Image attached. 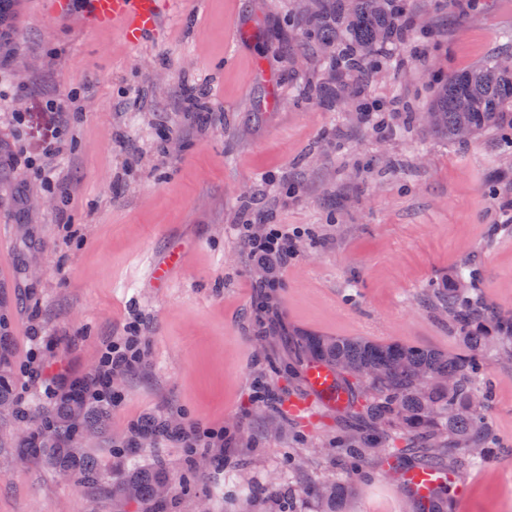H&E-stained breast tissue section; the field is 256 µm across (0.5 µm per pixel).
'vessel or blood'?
Segmentation results:
<instances>
[{
    "instance_id": "vessel-or-blood-1",
    "label": "vessel or blood",
    "mask_w": 512,
    "mask_h": 512,
    "mask_svg": "<svg viewBox=\"0 0 512 512\" xmlns=\"http://www.w3.org/2000/svg\"><path fill=\"white\" fill-rule=\"evenodd\" d=\"M169 0H94L89 22L95 27L118 26L124 41L138 46L143 38L160 28V14ZM183 259L173 253L156 261L150 271V281L161 286L181 268ZM405 483L419 496H431L441 479L429 469H413L406 473Z\"/></svg>"
}]
</instances>
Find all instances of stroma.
Returning a JSON list of instances; mask_svg holds the SVG:
<instances>
[{
    "mask_svg": "<svg viewBox=\"0 0 512 512\" xmlns=\"http://www.w3.org/2000/svg\"><path fill=\"white\" fill-rule=\"evenodd\" d=\"M307 4L171 0L164 35L132 49L86 26L92 0H72L62 21L44 0H20L0 48V320L18 401L48 406V364L65 357L82 378L103 341L140 321L142 364L113 384L85 450L106 475L159 464L175 479L207 456L208 476L173 492L166 512H238L244 498L279 512L273 481L296 512H320L305 492L318 482L344 486L337 512H422L400 461L371 452L352 475L325 455L342 417L289 372L288 350L304 333L455 350L426 290L466 261L486 301L512 312V144L491 132L451 141L396 113L405 101L429 110L436 77L512 57V0H412L410 46L364 86L374 112L300 99L308 81H328L331 53L301 45ZM58 99L66 113L47 110ZM54 138L63 152L49 158ZM241 224L295 232L275 287H252ZM176 245L182 271L153 287L151 261ZM486 367L501 450L457 468L466 493L451 512H512V366L492 356ZM163 419L228 442L206 451L150 433L127 445L134 425ZM18 427L0 417V512H131L107 478L69 481L21 455Z\"/></svg>",
    "mask_w": 512,
    "mask_h": 512,
    "instance_id": "obj_1",
    "label": "stroma"
}]
</instances>
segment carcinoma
Listing matches in <instances>:
<instances>
[{
    "label": "carcinoma",
    "mask_w": 512,
    "mask_h": 512,
    "mask_svg": "<svg viewBox=\"0 0 512 512\" xmlns=\"http://www.w3.org/2000/svg\"><path fill=\"white\" fill-rule=\"evenodd\" d=\"M16 0H0V36H9ZM407 0H336L332 10L310 12L303 38L336 47L329 68L338 78L356 81L378 74L391 61L390 46L404 40L408 21ZM427 127L450 140H459L466 127L471 134L512 128V70L498 61L474 66L443 80ZM480 270L464 265L446 284L433 289L437 309L448 315V325L458 335L459 349L442 352L398 342L366 338H329L303 334L294 344L299 364L322 363L336 372L338 386L346 391L344 409L354 419L344 463L358 472L363 463L360 444L369 433L377 436L384 455H404L405 449L389 447L396 436H407L423 450L421 465L435 468L445 451L459 449L468 465H479L497 455L486 410L492 397L485 367L490 355H512V316L495 310L480 294ZM15 414L16 400L0 358V409ZM110 405H93L73 391L34 415L16 414L35 426L18 439L20 452L41 461L55 474L82 482H95L101 473L95 461L77 446L86 433L82 421L103 422ZM171 484L161 467L117 469L112 486L123 498L134 500L143 512L162 504L158 487ZM307 492L320 501L322 512H336L343 496L337 484L316 485Z\"/></svg>",
    "instance_id": "obj_1"
}]
</instances>
